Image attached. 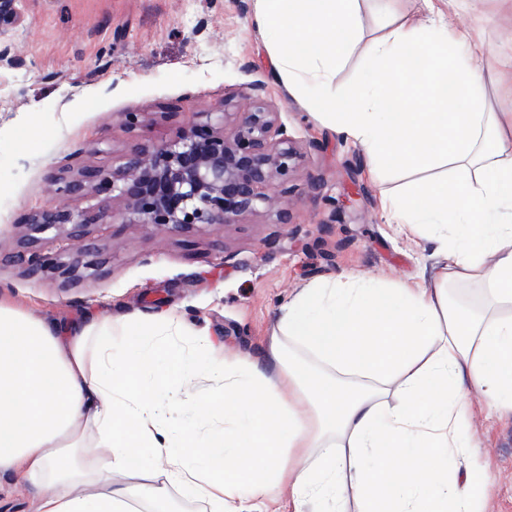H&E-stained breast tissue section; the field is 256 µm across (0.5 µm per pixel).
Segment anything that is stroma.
<instances>
[{"mask_svg":"<svg viewBox=\"0 0 512 512\" xmlns=\"http://www.w3.org/2000/svg\"><path fill=\"white\" fill-rule=\"evenodd\" d=\"M254 0H27L15 37L20 64L0 69V249L16 248L33 210L54 205L52 176L84 165L117 167L137 145L172 138L222 109L225 95L260 80L266 100L301 155L287 182L291 221L263 213L191 232L102 224L96 272L28 278L0 265V291L34 317L67 324L85 313L113 322L172 309L209 335L227 357L263 355L279 308L306 283L351 272L365 280L432 278L436 245L410 246L382 215L380 196L420 183L422 174L383 167L369 175L360 148L323 127L315 113L274 83L252 29ZM456 27L485 47L475 66L491 69L486 104L512 113V0H462ZM388 30L378 0H359V41L336 66V85L366 78L364 48ZM140 112V127L120 123ZM472 425L488 466L485 512H512V415L487 418L470 393ZM39 491L0 473V512H37Z\"/></svg>","mask_w":512,"mask_h":512,"instance_id":"35a3bbf8","label":"stroma"}]
</instances>
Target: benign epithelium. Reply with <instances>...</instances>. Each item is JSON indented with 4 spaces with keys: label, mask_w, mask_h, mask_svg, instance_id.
Instances as JSON below:
<instances>
[{
    "label": "benign epithelium",
    "mask_w": 512,
    "mask_h": 512,
    "mask_svg": "<svg viewBox=\"0 0 512 512\" xmlns=\"http://www.w3.org/2000/svg\"><path fill=\"white\" fill-rule=\"evenodd\" d=\"M26 22L22 0H0V65L15 63L14 34ZM266 86L252 83L245 95L247 111L206 113L174 139L139 147L124 155L112 170L84 167L74 175L57 177L53 192L77 198L91 192H110L120 200L131 224L165 226L190 232L208 226L224 228L262 210L273 211L288 223V204L271 193L285 181L300 155L265 99ZM105 212L76 210L66 205L32 212L20 250L8 260L36 277L53 263L44 253L54 231L70 240L87 241L91 226Z\"/></svg>",
    "instance_id": "benign-epithelium-1"
}]
</instances>
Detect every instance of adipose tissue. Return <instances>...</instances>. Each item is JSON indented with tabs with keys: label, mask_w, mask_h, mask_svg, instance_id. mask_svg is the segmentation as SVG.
Returning a JSON list of instances; mask_svg holds the SVG:
<instances>
[{
	"label": "adipose tissue",
	"mask_w": 512,
	"mask_h": 512,
	"mask_svg": "<svg viewBox=\"0 0 512 512\" xmlns=\"http://www.w3.org/2000/svg\"><path fill=\"white\" fill-rule=\"evenodd\" d=\"M459 2L391 15L366 49L368 81L347 88L334 72L357 39L358 0H255L253 18L277 84L373 166L447 167L382 201L408 239L437 230L433 285L309 283L260 361L220 356L170 310L61 325L0 296V472L49 488L37 512H175L165 487L112 479L146 469L148 448L210 512L272 484L293 512L352 500L358 512H483L467 396L480 392L488 415L512 411V113L483 105L482 47L450 24ZM457 280L481 285L480 305L449 304ZM190 382L205 395H184Z\"/></svg>",
	"instance_id": "adipose-tissue-1"
}]
</instances>
